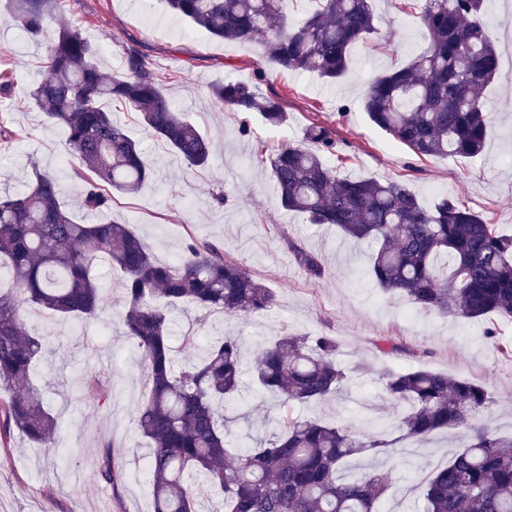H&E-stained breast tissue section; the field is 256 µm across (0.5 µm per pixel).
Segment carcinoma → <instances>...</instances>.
I'll list each match as a JSON object with an SVG mask.
<instances>
[{
    "instance_id": "cac0c4a2",
    "label": "carcinoma",
    "mask_w": 512,
    "mask_h": 512,
    "mask_svg": "<svg viewBox=\"0 0 512 512\" xmlns=\"http://www.w3.org/2000/svg\"><path fill=\"white\" fill-rule=\"evenodd\" d=\"M317 2L301 23L288 15V0L166 5L219 39L251 44L266 37L260 72H312L334 81L346 74L352 46L378 34L376 17L371 0ZM405 2L419 7L430 42L405 66L376 76L361 108L419 158L476 157L492 122L485 90L499 71L493 38L479 19L484 0ZM5 8L22 35L47 43V77L31 97L48 122L65 128L72 179L95 221L75 222L48 171L35 170L22 191L0 194V441L19 434L36 445L55 442L56 420L29 384L44 337L29 331L25 312L49 311L74 328L94 320L104 307L95 265L105 260L124 276L121 326L146 364L147 395L136 421L147 441L152 512H200V485L223 497L224 512H378L386 476L364 469L345 476L347 460L448 431L462 442L426 476L420 512H512V436L486 427L494 401L467 379L425 368L388 372L391 408L374 411L369 433L290 413L277 419L267 440L229 431L230 404H251L243 396L241 343L214 336L196 361L180 365L170 312L189 305L255 315L275 304V292L206 238L190 237L177 259L160 263L128 225L107 216L112 193L133 194L153 175L112 106L138 113L145 129L191 166L209 164V139L171 105L162 76L137 47H124L123 72L108 75L98 62L100 47L72 26L59 0H7ZM209 94L231 112L288 124L278 99L252 82L226 79L210 85ZM335 145L329 128L312 122L301 142L268 156L285 210L373 241L369 278L419 312L512 320V235L452 198L427 208L404 182L340 176L324 158ZM293 253L305 276H322L318 254L297 246ZM441 256L451 265L444 277ZM486 336L497 338V354L512 361V338L491 328ZM337 353L333 336L283 334L254 356L252 396L275 395L299 407L325 401L347 380ZM79 388L112 396V387L91 374L81 376ZM124 472L112 451L102 450L100 480L112 486Z\"/></svg>"
}]
</instances>
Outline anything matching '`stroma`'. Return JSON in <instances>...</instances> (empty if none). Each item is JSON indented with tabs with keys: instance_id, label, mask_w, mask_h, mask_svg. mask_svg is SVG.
<instances>
[{
	"instance_id": "1",
	"label": "stroma",
	"mask_w": 512,
	"mask_h": 512,
	"mask_svg": "<svg viewBox=\"0 0 512 512\" xmlns=\"http://www.w3.org/2000/svg\"><path fill=\"white\" fill-rule=\"evenodd\" d=\"M60 5L100 45L105 72L120 73L123 47L138 42L156 70L168 74L164 88L173 107L212 139L210 166L192 167L145 130L136 113L114 110L140 144L153 176L137 195L116 197L113 218L129 222L162 262L175 260L188 236L216 241L276 293L270 311L248 317L175 310V335L191 331L197 337L196 345L178 346V363L197 358L200 343L218 332L239 337L248 359L287 331L328 335L339 344L336 361L348 381L336 397L305 408L306 416L366 430L362 405L388 404L383 374L423 366L482 384L494 400L488 426L512 434V362L498 358L485 334L493 327L512 338V321L419 314L405 299L382 291L364 275L370 246L285 211L259 156L261 149L301 140L305 126L319 122L335 135V153L327 161L339 174L406 182L428 207L454 198L500 232L512 233V60L506 57L512 0H486L482 10L503 56L500 75L486 91L493 126L483 153L427 159L416 158L360 108L371 77L403 66L430 41L417 11L402 9L400 0H373L379 33L352 48L347 74L334 82L311 72L257 79L262 43L212 37L166 10L162 0H60ZM44 52V44L22 37L0 11V71L13 76L8 90L0 91V118L18 132L8 148H0V191L22 190L35 169L53 171L65 204L84 223L89 215L73 186L67 133L46 123L31 99L35 83L46 76ZM227 77L258 80L263 94L279 95L287 126H270L254 112L248 118L250 136H239L240 114L220 108L208 92L210 84ZM220 187L229 196L223 206L213 200ZM295 245L321 257V279L305 277L291 251ZM96 274L109 305L82 329L72 330L42 311L27 315L46 338L47 353L31 383L43 391L57 421V441L42 448L16 437L0 447V512H152L141 453L146 441L136 425L146 367L120 333L121 275L103 261ZM384 340L398 346V353H383ZM97 370L108 375L111 404L98 405L94 394L74 389L77 373ZM452 443L442 434L423 444L405 441L390 456L353 458L348 465L387 470L390 488L382 512H416L422 477L447 463ZM107 445L128 463L125 478L111 487L97 476L99 452Z\"/></svg>"
}]
</instances>
